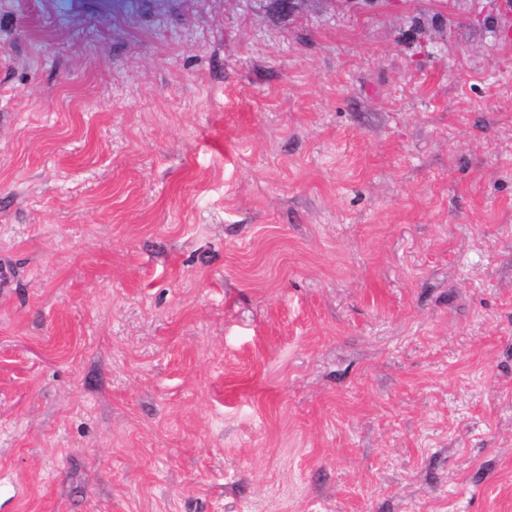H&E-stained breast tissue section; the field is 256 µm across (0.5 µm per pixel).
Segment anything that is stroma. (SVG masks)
I'll return each mask as SVG.
<instances>
[{"mask_svg": "<svg viewBox=\"0 0 512 512\" xmlns=\"http://www.w3.org/2000/svg\"><path fill=\"white\" fill-rule=\"evenodd\" d=\"M500 0H0V512H512Z\"/></svg>", "mask_w": 512, "mask_h": 512, "instance_id": "1", "label": "stroma"}]
</instances>
